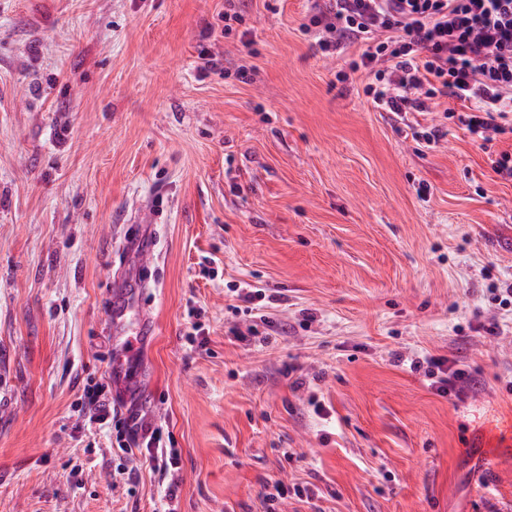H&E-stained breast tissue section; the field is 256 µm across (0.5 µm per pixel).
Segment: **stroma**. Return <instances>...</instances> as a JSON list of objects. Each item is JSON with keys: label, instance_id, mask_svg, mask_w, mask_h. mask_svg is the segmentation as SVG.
I'll return each instance as SVG.
<instances>
[{"label": "stroma", "instance_id": "1", "mask_svg": "<svg viewBox=\"0 0 512 512\" xmlns=\"http://www.w3.org/2000/svg\"><path fill=\"white\" fill-rule=\"evenodd\" d=\"M308 7L0 0V512L157 508L159 473L125 484L76 407L144 319L127 365L179 450L177 512H267L277 481L308 490L279 512H512V436L483 433L512 417V307L488 292L512 279L490 162L512 139L378 111ZM447 363L446 359L430 357L426 360L427 371H425V375L433 378L437 372L443 374L435 382L440 384L437 390L443 394L447 393L449 396L453 394L454 397L460 399L467 391V373L463 369L445 366ZM436 370L437 372H435Z\"/></svg>", "mask_w": 512, "mask_h": 512}]
</instances>
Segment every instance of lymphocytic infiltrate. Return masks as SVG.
Masks as SVG:
<instances>
[{"label":"lymphocytic infiltrate","instance_id":"f902f5d3","mask_svg":"<svg viewBox=\"0 0 512 512\" xmlns=\"http://www.w3.org/2000/svg\"><path fill=\"white\" fill-rule=\"evenodd\" d=\"M305 32L326 55L359 47L351 71L369 78L365 92L397 120L450 99L460 110L446 118L481 147L512 135V0H309ZM80 410L99 429H115L117 451L145 460L167 480L160 499L169 512L177 498L179 452L159 429L143 427L134 410L112 403L107 386L86 384Z\"/></svg>","mask_w":512,"mask_h":512}]
</instances>
